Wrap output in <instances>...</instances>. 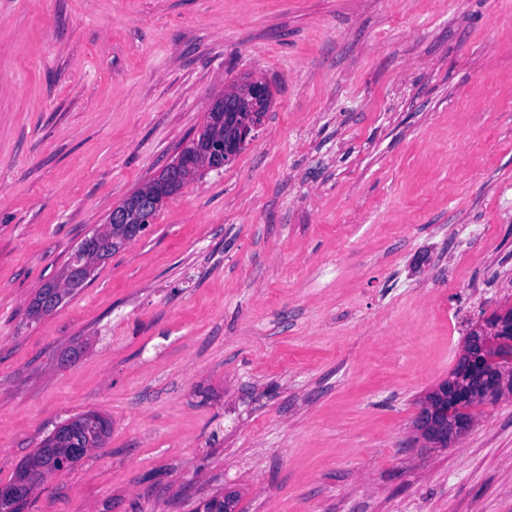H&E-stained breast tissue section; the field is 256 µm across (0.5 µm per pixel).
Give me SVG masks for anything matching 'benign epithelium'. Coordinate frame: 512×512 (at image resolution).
Listing matches in <instances>:
<instances>
[{
    "instance_id": "obj_1",
    "label": "benign epithelium",
    "mask_w": 512,
    "mask_h": 512,
    "mask_svg": "<svg viewBox=\"0 0 512 512\" xmlns=\"http://www.w3.org/2000/svg\"><path fill=\"white\" fill-rule=\"evenodd\" d=\"M272 102L270 85L261 79H249L224 92L211 103L208 111L224 113V138H214L207 144L209 158H199L185 153L165 168L164 174L154 186L152 193L128 196L121 204L112 208V223L121 225L123 242L130 244L141 239L147 232L150 220L145 214L160 201L171 198L185 173L196 169H219L232 160L245 146L251 132L258 127V113ZM85 261L68 271V276L51 281L40 290V308L51 311L61 303L68 288L84 284L95 268L107 260L101 249L100 235L84 240L81 246Z\"/></svg>"
}]
</instances>
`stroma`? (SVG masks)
<instances>
[{"label": "stroma", "mask_w": 512, "mask_h": 512, "mask_svg": "<svg viewBox=\"0 0 512 512\" xmlns=\"http://www.w3.org/2000/svg\"><path fill=\"white\" fill-rule=\"evenodd\" d=\"M271 106L51 314L27 307L231 84ZM512 307V0H0V485L23 512H512V394L417 429ZM70 419L74 420L68 426H62L57 430V432H61V434H57V442L54 447H52L54 450H50L49 447L45 445L55 430L41 443L39 448L35 449L33 454L29 455L24 460L32 466V470L23 467V461L16 468L14 476L8 483V485L11 487H0V498L15 497L18 495V492L13 488L14 486L21 483H29L30 481L34 480L37 475L41 474V472L45 474L43 483L45 482L47 476L50 474L61 475L66 472V461H62L60 469H56L52 472V454L57 451H62L64 448H74L76 452L80 450L84 452L90 448H93L94 445L91 437L86 443L85 448H80L82 446V442L86 439L85 432H95L94 438L96 441V448H102L104 446L112 428L111 422L108 420V418L98 412L88 411L86 413L69 418L68 420ZM41 485L37 486L36 488L40 487ZM36 488H34V490Z\"/></svg>", "instance_id": "1"}]
</instances>
